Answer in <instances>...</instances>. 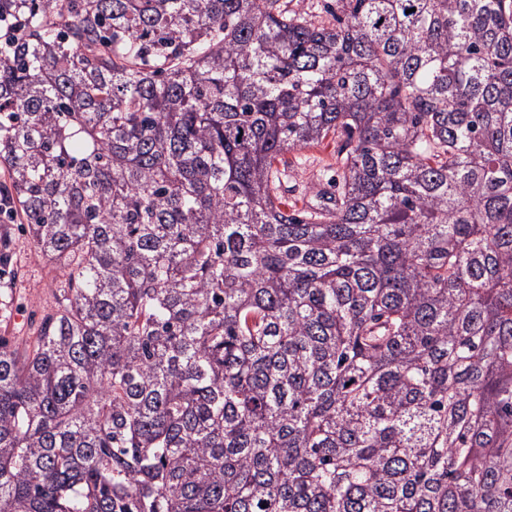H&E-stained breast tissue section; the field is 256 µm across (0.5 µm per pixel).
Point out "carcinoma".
<instances>
[{
  "label": "carcinoma",
  "mask_w": 512,
  "mask_h": 512,
  "mask_svg": "<svg viewBox=\"0 0 512 512\" xmlns=\"http://www.w3.org/2000/svg\"><path fill=\"white\" fill-rule=\"evenodd\" d=\"M299 2L0 0V512H512V0ZM336 142L331 138L324 140L320 145L305 149L303 164L294 161V155L289 154L288 164V202L302 208L307 204L316 184V173L336 162ZM13 253L12 264L20 274L5 310L0 305V335L19 338L28 336L33 319L53 304V292L62 277L51 270L23 232L15 235Z\"/></svg>",
  "instance_id": "cac0c4a2"
}]
</instances>
